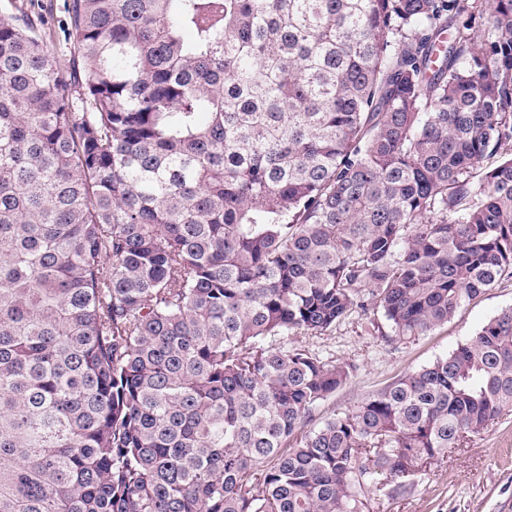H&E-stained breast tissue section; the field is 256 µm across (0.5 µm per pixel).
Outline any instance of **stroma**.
Instances as JSON below:
<instances>
[{"label": "stroma", "mask_w": 512, "mask_h": 512, "mask_svg": "<svg viewBox=\"0 0 512 512\" xmlns=\"http://www.w3.org/2000/svg\"><path fill=\"white\" fill-rule=\"evenodd\" d=\"M65 0H0V21L24 13L44 20L43 34L59 67L72 62L73 49L65 42L60 23ZM512 306V278L475 298L448 324L427 335L384 342L367 316L353 315L323 336L290 335L288 348L302 347L343 363L354 364L348 383L315 412V422L353 408L365 397L397 377L448 355L474 335L501 309ZM371 512H512V412L462 448H452L447 459L421 469L412 489L388 498L371 495Z\"/></svg>", "instance_id": "35a3bbf8"}]
</instances>
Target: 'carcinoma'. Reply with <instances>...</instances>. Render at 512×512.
<instances>
[{
	"label": "carcinoma",
	"instance_id": "obj_1",
	"mask_svg": "<svg viewBox=\"0 0 512 512\" xmlns=\"http://www.w3.org/2000/svg\"><path fill=\"white\" fill-rule=\"evenodd\" d=\"M0 21V512H367L512 411V0H70ZM65 4L64 0H0V21L10 20L21 12L37 22L40 19L48 21L42 29L44 38L54 55L56 64L61 68H68L72 62L73 48L65 42L60 30L61 21L65 17ZM509 306H512V278L505 276L498 286L475 298L448 324L425 336L386 343L370 322L375 319L383 331L390 332V329L381 313L370 311L367 316L355 313L324 336L294 333L281 340V345L306 348L356 366L348 383L315 412L312 424L318 425L332 413L352 409L397 377L448 355L461 341L473 336L489 319Z\"/></svg>",
	"mask_w": 512,
	"mask_h": 512
}]
</instances>
